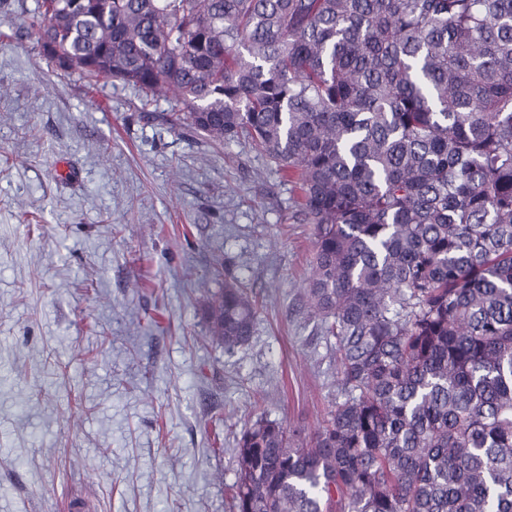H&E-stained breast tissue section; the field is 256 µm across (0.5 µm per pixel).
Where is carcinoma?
Masks as SVG:
<instances>
[{
  "label": "carcinoma",
  "mask_w": 512,
  "mask_h": 512,
  "mask_svg": "<svg viewBox=\"0 0 512 512\" xmlns=\"http://www.w3.org/2000/svg\"><path fill=\"white\" fill-rule=\"evenodd\" d=\"M59 69L182 105L299 189L339 400L261 417L233 512H512V0H34ZM198 285L231 351L258 308Z\"/></svg>",
  "instance_id": "carcinoma-1"
}]
</instances>
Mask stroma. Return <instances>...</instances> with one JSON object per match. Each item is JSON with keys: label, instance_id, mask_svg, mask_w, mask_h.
Wrapping results in <instances>:
<instances>
[{"label": "stroma", "instance_id": "35a3bbf8", "mask_svg": "<svg viewBox=\"0 0 512 512\" xmlns=\"http://www.w3.org/2000/svg\"><path fill=\"white\" fill-rule=\"evenodd\" d=\"M29 23L0 0V512H231L243 430H312L338 397L312 227L251 142L84 87ZM219 263L264 305L230 352L195 288Z\"/></svg>", "mask_w": 512, "mask_h": 512}]
</instances>
